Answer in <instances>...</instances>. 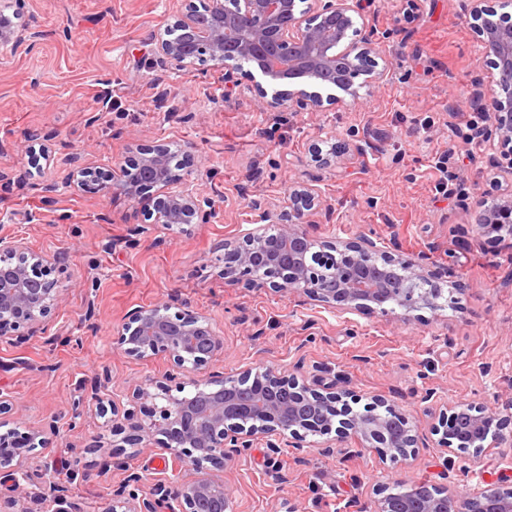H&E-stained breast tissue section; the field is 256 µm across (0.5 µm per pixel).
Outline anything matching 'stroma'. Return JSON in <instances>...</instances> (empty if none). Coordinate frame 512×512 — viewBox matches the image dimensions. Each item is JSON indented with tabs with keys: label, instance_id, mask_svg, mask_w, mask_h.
I'll use <instances>...</instances> for the list:
<instances>
[{
	"label": "stroma",
	"instance_id": "obj_1",
	"mask_svg": "<svg viewBox=\"0 0 512 512\" xmlns=\"http://www.w3.org/2000/svg\"><path fill=\"white\" fill-rule=\"evenodd\" d=\"M181 8V0H10L15 25L38 39L0 50V170L10 175L0 183V236L53 254L60 292L34 336L0 338V394L13 405L0 432L35 429L48 439L29 455L26 493L5 480L0 498L28 512L29 493L53 489L70 512H109L129 473L142 478L140 496L157 479L194 477L189 467L172 472L156 451L116 447L97 414L71 418L91 381L107 398L171 372L168 358L137 359L116 344L130 311L162 303L209 317L223 336L208 373L298 367L352 391L358 405L379 395L416 421L418 450L403 466L370 451L325 457L314 447L272 458L260 445L245 463L211 468L232 512H373L380 490L424 479L473 488L502 478L512 487L511 442L448 452L430 430L448 404L512 416V251L482 235L459 204L460 193L493 200L507 187L490 151L466 137L462 115L491 68L461 0H372L370 22L393 31L381 47L393 76L361 88L362 104L320 112L276 111L246 78L225 93L211 62L180 72L161 62L154 40ZM326 129L335 132L332 168L314 160ZM159 143L214 200L209 223H150L147 204L119 190L85 191L65 163L76 153L108 168L131 148ZM311 180L321 191L314 235H372L405 254L431 251L434 267L453 268L461 281L453 302L406 321L225 278V243L253 228L257 208L285 219L290 194Z\"/></svg>",
	"mask_w": 512,
	"mask_h": 512
}]
</instances>
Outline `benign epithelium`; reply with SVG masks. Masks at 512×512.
<instances>
[{"label": "benign epithelium", "mask_w": 512, "mask_h": 512, "mask_svg": "<svg viewBox=\"0 0 512 512\" xmlns=\"http://www.w3.org/2000/svg\"><path fill=\"white\" fill-rule=\"evenodd\" d=\"M185 12L174 22L182 40L160 37L156 42L159 57L176 70L195 64V50L224 66V85H238L235 62L245 58L256 64L257 72H248L259 91L264 85L287 82L292 90H277L273 104L292 112L320 111L324 104H335L342 97L351 102L360 98L355 79L380 83L391 75L390 62L382 57L379 44L391 33L378 34L361 15L360 0H313L298 9L297 0H237L236 21L224 20V0H207V17L199 16L193 0H184ZM467 0L466 11L472 19L471 30L482 57L494 70L491 86L480 93L479 103L490 113L488 125L474 136L488 148L495 143L512 144V24L502 22L498 10L512 0ZM8 0H0V46H20L26 36L18 32L4 10ZM315 83L327 90L322 96L308 91ZM75 165L80 182L109 184L120 176L118 189L131 199L144 201L152 189L162 190L153 202L149 217L165 227L206 224L216 213L214 201L189 189L182 175L171 167V149L165 144L136 147V155L119 173ZM145 171L146 183L134 179L132 169ZM319 195L315 188L302 184L288 199V220L274 223L270 212L259 213L258 226L242 237L232 249L231 265L224 277L245 279L257 288L276 292L299 291L339 312L378 308L381 313H399L409 319L421 309L436 311L443 286L430 273L429 254L406 256L384 250L368 235L356 241L336 243L315 236L305 225L310 223ZM464 210L479 211L478 227L486 235H495L512 244V192L494 204L483 198L461 194ZM54 259L47 254L28 251L18 239L0 236V337L19 340L36 332L42 318L58 297L57 282L49 278ZM274 269L273 278L258 271ZM331 269L332 287L324 288L318 276ZM426 283L423 294L410 290L415 283ZM117 343L130 356L139 359L164 356L183 376L190 377L193 390L178 388L173 394L167 384L172 375L154 381V390L136 386L131 401L143 408L141 416L120 413V403L103 401L99 390H90L74 403L73 415L86 410L103 415L112 412V432L120 435L125 425L137 432L171 462L177 471L188 465L201 468L208 463L224 467L227 462L244 458L262 441L276 454L281 445L302 448L307 437H319L322 453L349 454L341 444L352 439L360 451H373L381 459L398 465L415 455L418 437L415 422L402 410L376 396L363 412L351 411L348 399L353 394L336 383L310 384L303 377L258 365L226 380L212 375L198 379L224 348L223 338L203 314L190 310L170 313L168 305L140 308L130 312ZM507 420L489 406H471L463 412L457 406L440 411L431 432L439 436L443 448H471L478 454L504 441L502 430ZM47 446L41 433L0 435V468H11L14 487L24 490L28 479L29 453ZM140 482L130 473L124 483L112 491L110 512H158L159 505L174 500L179 512H200L203 503L211 512H229L225 491L215 492V482L207 477L191 481H159L136 509L127 507L126 490ZM400 494L389 493L377 500L375 512H512V489L503 490L490 483L485 488L460 489L456 483L439 490L425 481L400 485Z\"/></svg>", "instance_id": "1"}]
</instances>
